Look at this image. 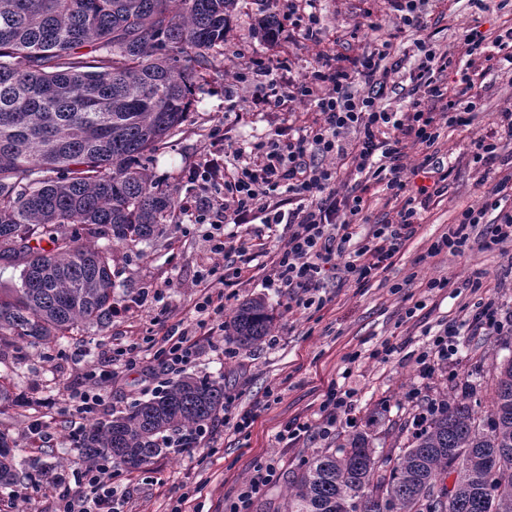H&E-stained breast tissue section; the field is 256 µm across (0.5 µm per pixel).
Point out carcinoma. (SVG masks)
<instances>
[{"mask_svg":"<svg viewBox=\"0 0 512 512\" xmlns=\"http://www.w3.org/2000/svg\"><path fill=\"white\" fill-rule=\"evenodd\" d=\"M239 0H0V261L21 267L0 291V348L105 327L119 303L112 246L163 233L175 190L150 158L187 120L193 77L224 46ZM89 45L88 57L78 49ZM273 326L264 298L224 322L241 349ZM487 409L463 392L435 401L407 442L368 430L314 453L287 512H512V357L495 366ZM224 380L183 376L153 398L83 429V464L138 469L224 410ZM64 462L19 459L0 433V493L31 472L52 486ZM454 475L453 493L444 481Z\"/></svg>","mask_w":512,"mask_h":512,"instance_id":"1","label":"carcinoma"}]
</instances>
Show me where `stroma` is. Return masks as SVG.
<instances>
[{
  "instance_id": "35a3bbf8",
  "label": "stroma",
  "mask_w": 512,
  "mask_h": 512,
  "mask_svg": "<svg viewBox=\"0 0 512 512\" xmlns=\"http://www.w3.org/2000/svg\"><path fill=\"white\" fill-rule=\"evenodd\" d=\"M319 7L331 32L321 45L309 42L265 40L256 24L263 14L279 9L277 0H241L224 36V45L212 54L202 69L192 97L187 122L172 135L149 165L154 178L176 190L177 199L197 195V186L186 173L198 167L210 150L231 153L247 143L273 137L290 126L313 122L314 112L295 104L290 112H260L247 100L229 99L224 91L233 82L238 67L255 58L283 59L296 76L313 65L318 49L345 56L360 46L387 36L394 28V15L387 0H321ZM442 21L430 31V40L440 49L455 46L473 24L482 31H495L499 20L512 18V0H486L482 15H475L469 0H441ZM379 19L378 29L364 27L365 15ZM483 110L467 126H444L437 144L438 157L451 158L453 171L442 196L435 198L422 215L415 235L394 263L368 284L360 286L344 275L326 279L320 291L324 307L292 309L285 293L268 288L265 278L274 257V241L263 234L264 226L253 222L228 224L225 237L261 238L260 256L235 286L226 288L225 314L243 300L265 297L274 317L272 333L260 347L222 353L223 316L213 317L199 335L200 355L183 371H167L164 379L179 373L223 377L225 394L234 396V409L224 411L211 425L198 447L170 450L139 470H123L116 483L125 490L129 512H174L184 495H191L197 512H224L248 479L253 467L269 458L279 460L277 479L254 500L252 512H280L289 482L314 451L336 447L341 436L371 427L379 448L405 442L416 414L449 391L472 390L477 410H484L492 395L491 376L495 361L512 356V332L489 335L470 325L469 317L479 298L496 300L504 314L512 315V243L485 252L473 249L464 256L443 252L429 255L432 243L447 233L457 214L476 205L484 191L482 169L469 161L471 140L483 134L507 99H512V79L488 75ZM208 227L191 216L174 212L162 237L129 249L116 247L112 270L118 298L127 301L151 290L152 298L142 309L113 318L103 329L80 327L72 340L56 345L15 340L4 361L10 369L14 402L0 410V431L8 433L18 448H25L31 421L45 425L42 448L65 456L69 465L52 493L30 485L25 497L0 500V512H57L59 499L75 494L77 473L82 469L73 434L87 420L70 406L73 391L100 389L104 399L98 418H108L128 408L135 400L151 397V371L158 369L148 351H140L135 369L123 371L112 383L97 385L88 371L111 364L117 350L142 343L149 336L163 335L179 323H193L199 299L197 280L219 259L209 252ZM481 279L483 287L472 293L466 283ZM447 281V288L428 290V280ZM413 318H406L408 308ZM455 324V351L448 360L425 372L417 362L428 345L426 329ZM398 347L389 360L373 359L382 343ZM355 355L345 365V355ZM351 368L349 384L355 390L353 425H343L336 437L305 438L288 446L278 432L292 420L313 419L323 394L344 368ZM275 390L278 401L267 404L266 393ZM55 407H48V400ZM257 409L259 417L250 431L234 429L238 411Z\"/></svg>"
}]
</instances>
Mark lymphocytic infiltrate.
<instances>
[{
  "instance_id": "lymphocytic-infiltrate-1",
  "label": "lymphocytic infiltrate",
  "mask_w": 512,
  "mask_h": 512,
  "mask_svg": "<svg viewBox=\"0 0 512 512\" xmlns=\"http://www.w3.org/2000/svg\"><path fill=\"white\" fill-rule=\"evenodd\" d=\"M388 2L396 33L409 32V39L397 42L389 36L354 57L317 53L314 66L300 78L282 61L255 59L235 72V86L250 93L256 109L284 111L299 102L318 118L256 142L250 150L207 158L189 172V181L200 188H224L222 199L202 196L181 203L196 223L211 226L210 250L223 256L224 266L201 275L194 325L149 337L154 359L170 367L191 363L199 354L198 330L223 313L224 290L241 278L244 269L237 261L248 251L245 240H225L224 225L257 220L269 228L282 226L265 283L308 308L322 304L319 290L326 275L340 269L363 286L390 267L432 199L441 196L452 169L432 151L440 124L469 125L481 110L478 79L494 70L512 75V26L499 28L492 38L478 28L467 29L460 52H439L425 35L433 16L429 0ZM279 12L289 34L321 43L325 26L317 0H282ZM450 71L456 74L451 82L444 78ZM397 72L408 82L403 112L387 101V79ZM509 141L512 106L497 112L492 128L470 142L473 163L489 171L501 166L500 175L488 181L481 203L461 211L448 233L431 245L430 255L444 250L462 255L476 246L492 251L512 241V153L504 151ZM411 144L420 148L422 159L409 168L404 159ZM345 167L365 177L357 193L336 188ZM420 176L425 179L421 185L416 182ZM375 187L398 202L394 220L371 222L368 195ZM363 225L368 228L364 234L359 231ZM340 257L345 260L341 266L336 263ZM353 397V389L332 382L317 418L286 423L280 438L329 437L350 414ZM118 475L108 460L85 468L80 493L63 497L60 512H124Z\"/></svg>"
}]
</instances>
